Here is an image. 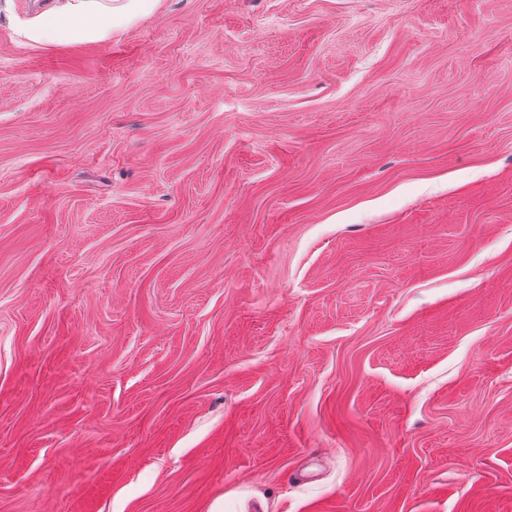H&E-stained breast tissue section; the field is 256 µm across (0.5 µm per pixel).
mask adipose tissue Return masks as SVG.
Instances as JSON below:
<instances>
[{
	"label": "adipose tissue",
	"instance_id": "1",
	"mask_svg": "<svg viewBox=\"0 0 512 512\" xmlns=\"http://www.w3.org/2000/svg\"><path fill=\"white\" fill-rule=\"evenodd\" d=\"M160 0H59L29 22L26 38L41 43L105 41L154 12Z\"/></svg>",
	"mask_w": 512,
	"mask_h": 512
}]
</instances>
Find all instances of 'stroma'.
I'll return each mask as SVG.
<instances>
[{"label": "stroma", "instance_id": "stroma-1", "mask_svg": "<svg viewBox=\"0 0 512 512\" xmlns=\"http://www.w3.org/2000/svg\"><path fill=\"white\" fill-rule=\"evenodd\" d=\"M0 0V512H512V0ZM160 0H60L29 22L26 38L41 43L106 41L154 12Z\"/></svg>", "mask_w": 512, "mask_h": 512}]
</instances>
